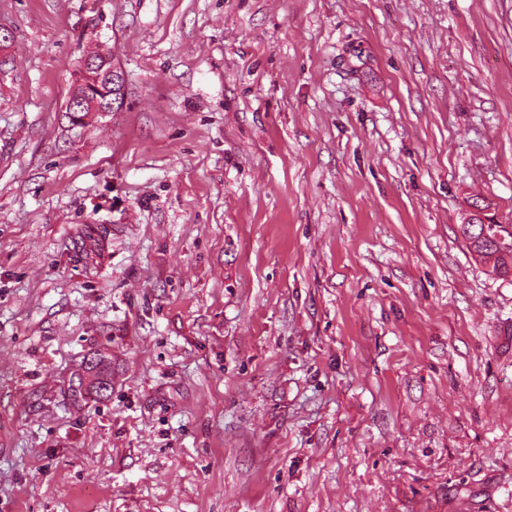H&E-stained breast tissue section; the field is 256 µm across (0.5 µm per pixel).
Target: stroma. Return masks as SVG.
I'll return each instance as SVG.
<instances>
[{
  "instance_id": "1",
  "label": "stroma",
  "mask_w": 512,
  "mask_h": 512,
  "mask_svg": "<svg viewBox=\"0 0 512 512\" xmlns=\"http://www.w3.org/2000/svg\"><path fill=\"white\" fill-rule=\"evenodd\" d=\"M0 25V512H512V281L459 232L512 224V0ZM98 50L122 110L66 111Z\"/></svg>"
}]
</instances>
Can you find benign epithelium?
<instances>
[{
	"instance_id": "7a95c632",
	"label": "benign epithelium",
	"mask_w": 512,
	"mask_h": 512,
	"mask_svg": "<svg viewBox=\"0 0 512 512\" xmlns=\"http://www.w3.org/2000/svg\"><path fill=\"white\" fill-rule=\"evenodd\" d=\"M124 103V74L112 56L84 58L65 105L67 112H114Z\"/></svg>"
}]
</instances>
